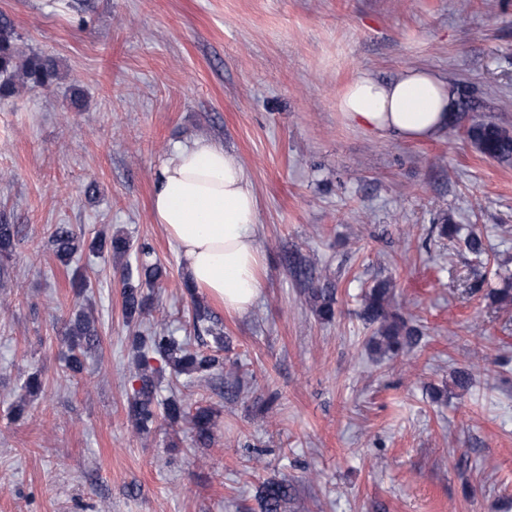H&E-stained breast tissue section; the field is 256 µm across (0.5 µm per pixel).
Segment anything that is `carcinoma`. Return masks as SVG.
Wrapping results in <instances>:
<instances>
[{
  "label": "carcinoma",
  "mask_w": 512,
  "mask_h": 512,
  "mask_svg": "<svg viewBox=\"0 0 512 512\" xmlns=\"http://www.w3.org/2000/svg\"><path fill=\"white\" fill-rule=\"evenodd\" d=\"M18 36L10 21L0 19V100L16 94L17 83L47 88L58 78L59 65L51 57L37 54L24 55L17 48ZM467 137L485 156L501 161L512 160V132L497 123L482 122L467 130ZM18 225L0 222V278H10ZM51 243L59 264L70 265L73 258L87 249L95 254L106 253L124 261L122 266V315L132 327L149 311L151 297L145 289L155 288L162 282L165 271L147 243L137 246L135 262H130L132 243L124 234L100 233L91 240L79 235L69 224H57L51 234ZM501 286L492 291L495 300L512 303V270L502 264ZM316 316L325 321L334 315L335 289L314 288ZM390 283L382 281L366 295L361 317L377 325L369 341L370 348L381 354H394L408 350L413 344L415 330L397 312L389 310ZM193 329L197 340L202 334L211 336L217 348H224V331L218 328L208 309L193 300ZM101 338L92 313L83 309L71 318L65 328L64 343L69 355L67 366L74 373L84 369V356L98 349ZM132 358L137 366L138 386L128 399V418L139 433H148L161 421L173 428L183 422L191 426L195 442L206 445L214 439V411L210 406L191 402L184 389L190 384L208 383L224 373V359L194 346L188 336L180 337L167 329L152 330L148 334L136 330L128 336ZM160 361L153 368L150 361ZM39 373L28 375L21 384L22 394L12 405L14 417H21L29 403L42 392ZM288 497V482H269L261 496L263 512H280Z\"/></svg>",
  "instance_id": "carcinoma-1"
}]
</instances>
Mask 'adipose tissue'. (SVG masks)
Instances as JSON below:
<instances>
[{
    "instance_id": "1",
    "label": "adipose tissue",
    "mask_w": 512,
    "mask_h": 512,
    "mask_svg": "<svg viewBox=\"0 0 512 512\" xmlns=\"http://www.w3.org/2000/svg\"><path fill=\"white\" fill-rule=\"evenodd\" d=\"M455 107L449 84L419 68L390 81L360 73L336 102L348 126L413 142L439 138ZM151 211L188 280L225 310L247 313L261 292V253L257 199L239 157L204 138L175 144L155 175Z\"/></svg>"
}]
</instances>
